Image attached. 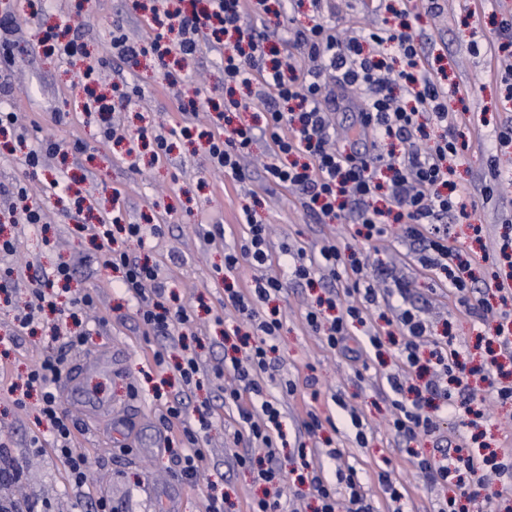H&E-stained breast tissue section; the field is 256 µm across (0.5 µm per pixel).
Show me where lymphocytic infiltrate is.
Segmentation results:
<instances>
[{
	"label": "lymphocytic infiltrate",
	"mask_w": 512,
	"mask_h": 512,
	"mask_svg": "<svg viewBox=\"0 0 512 512\" xmlns=\"http://www.w3.org/2000/svg\"><path fill=\"white\" fill-rule=\"evenodd\" d=\"M307 0H276L283 23L267 31L245 23L242 0H207L206 9L186 10L183 0H151L152 20L157 31L149 44L130 40L121 29H113L111 49L126 63L152 55L159 67L158 76L167 85H176L179 74L170 70L166 58L177 54L183 66L194 61L202 37L227 35L224 43V89L240 85L247 89L243 100L230 101L235 110L260 105V127L226 124L222 134L209 136L208 159L214 171L236 177L251 154L258 137L269 139L264 165L266 182L293 190L302 206L319 221L352 223L357 236L372 240L384 232L389 219L402 221L406 238L416 244L419 263L438 274L452 288L471 313L485 315V303L474 297L469 261L452 239L447 217L468 219V203L454 179L455 166L466 149L448 123V89L441 77L423 65L424 46L409 25L380 27L368 32L348 33L327 22L316 21L305 27L296 24L295 13ZM176 33L174 43L165 36ZM352 112L356 128L367 148L358 153L337 145L339 127L336 115ZM404 146L402 154L391 152L393 143ZM240 221L248 227V237L240 249L224 254V270L234 273L241 264L259 269L248 288L224 291V303L232 307L254 329L251 343L231 363L237 387L226 389L225 404L238 407L242 429L236 440L247 441L251 454L239 457L240 466H254L255 456H263L266 467L258 478L267 486L263 498L252 505V512H282L283 473L275 466L279 451L277 434L281 427L280 404L264 399L265 380L272 367L270 355L281 328L276 315L260 312V305L278 296L284 284L269 275L265 267L271 259L268 227L255 217L250 207H242ZM126 242L118 244L114 234L102 232L99 251L105 268L115 272L112 285L138 302V315L148 331L166 334L175 325L189 323L186 308L167 307L165 288L157 266L142 262L130 252L128 242L142 241V227L124 225ZM320 255L332 280L348 278L347 288L355 294L341 315L325 320L312 309L305 315L313 330L322 332L327 345L350 360H357L353 348V328L364 323L367 310L378 303L376 278L369 274L361 251L341 250L336 243L325 244ZM396 320L407 340L400 356L408 366L420 361L419 349L431 330L419 314L399 307ZM432 358L440 368L425 386L424 394L412 403L400 401L407 384L403 375L388 376L390 390L397 394L392 426L396 435L414 438L416 432L434 433L439 412L465 407L471 401L467 380L477 376L491 383L493 366H474L461 370L456 357L435 346ZM63 362L54 355L44 356L27 377V385L42 393L40 413L53 437V445L69 470L74 484H82L89 467L85 455L72 446V424L61 408L51 383L62 374ZM263 399L260 412L241 407L242 391ZM168 425L178 428L184 445L181 472L196 473V460L205 454L206 440L187 419L180 401L166 408ZM415 466L427 486L445 487L461 482L463 474L492 471L501 479L498 491L502 512H512V460L493 465L463 451L427 456L415 453ZM255 467V466H254ZM309 489L319 501L317 512H373L364 486L356 474L346 475V502H339L336 484L322 467L306 475Z\"/></svg>",
	"instance_id": "1"
}]
</instances>
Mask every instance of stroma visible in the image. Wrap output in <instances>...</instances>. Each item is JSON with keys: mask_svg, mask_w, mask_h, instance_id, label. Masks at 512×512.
Segmentation results:
<instances>
[{"mask_svg": "<svg viewBox=\"0 0 512 512\" xmlns=\"http://www.w3.org/2000/svg\"><path fill=\"white\" fill-rule=\"evenodd\" d=\"M83 9L81 27L70 17ZM14 12L23 38L13 50V62L0 81V111L17 115L15 129L27 146L39 147L45 140L69 142L82 139L85 152L69 153L66 162L48 160L37 175H30L19 151L0 145V237L10 238L12 252H0V268L9 275L0 279V443L21 470L18 482L0 486V502L18 503L25 512H89L98 500H106L111 512H206L210 497L224 502V512H250L262 497L264 486L254 474L235 462L243 446L235 445L238 410L260 408L262 400L243 393L240 406L225 405L224 390L236 386L233 371L224 367V335L240 325L238 314L224 304V252L240 249L246 228L238 222L243 206L254 205L257 217L270 228L273 260L268 273L280 276L284 289L277 301L282 327L276 341V378L297 385L295 395L284 398L279 447L284 470L283 505L286 512H314L313 496L296 499L294 490L304 469L293 450L305 442L307 450L337 448L341 457L324 460L328 475L354 468L364 484L367 500L375 512H387V503L376 482L380 469H387L408 494L404 512H431L435 503L457 495L456 487L428 488L408 454L417 449L425 455L440 449L461 447L481 453L490 445L512 455V403L503 404L494 389L480 383L473 387L472 406L482 413L479 428L462 425L456 415L439 419L436 434L417 433L412 441L397 438L390 427L394 409L388 375L404 366L389 334L391 309L399 297L371 308L366 325L356 328L379 331V349H367L352 363L328 347L321 334L306 324L307 311L329 294L338 306L349 297L344 281L329 284L319 280L294 281L281 265L283 248L304 249L318 257L324 242L361 250L369 271L391 269L409 284L410 301L421 309L434 336H449L461 358L477 361L486 354L485 341L494 336L500 304L512 308V297L502 298L496 285L505 281L512 264L501 255L505 240H512V171L499 182L492 201H483L481 189L486 157L495 148V133L512 124V91L498 76L495 60L505 56L499 37L503 16L512 13V0H446L440 15L410 14L408 22L420 36L432 71L448 83L466 90V104L449 98L448 108L458 114L457 132L468 144L457 168V185L474 200L469 222L449 220L452 237L472 260L474 290L492 308L479 319L467 315L448 289L416 262L402 225L392 224L386 233L367 242L356 236L352 224H316L291 190L265 184L259 165H248L240 177L213 172L205 155V142L196 139L178 144L168 158L154 161L150 148L138 157L127 156L125 145L105 141L98 115L83 112L71 87L78 83L86 60L62 59L45 54L37 44L41 30L54 28L66 38L83 42L87 60L99 62L104 74L98 88L109 91L113 81L126 79L141 89L135 104L122 110L127 128H138L148 119L171 128L181 123L177 100L193 101L200 130L216 132L213 107L224 96V63L211 42H202L193 63L176 89L162 85L156 62L145 56L137 66H116L109 50L113 26H121L132 39L150 41L155 33L150 13L133 9L132 0H0V11ZM64 121H57V113ZM66 184L67 192L53 195L50 179ZM30 187V202L44 207L42 224L19 223L20 208L10 192L12 184ZM120 215L123 223L164 227L163 236L145 234L143 244L130 249L148 257L162 272V282L171 307L190 310L189 323L176 326L171 335H145L137 315V302L113 290L111 270L102 266L94 238L101 219ZM223 225L224 235L207 240L214 225ZM481 233H474V226ZM69 263L73 290L93 292L95 306L81 314L87 332L82 346L73 347L67 334L73 323L47 314L56 322L54 336L31 335L19 326L17 301L28 299L43 273L56 264ZM64 360V379L57 384L65 392L66 378L79 367H91L100 357L112 359V371L102 390L109 405L100 412L65 403L73 421V445L89 461L82 486L69 479L68 469L51 448L50 435L39 422L37 396L18 400L12 386L21 384L27 371L45 352ZM162 352L166 365L157 366L155 352ZM193 353L200 365L199 386L184 385L175 369L184 353ZM183 400L190 422L206 416L207 452L193 478L180 474L174 455L179 446L177 430L162 421L165 404ZM330 418L317 436L305 437L302 423L308 410ZM362 425L354 427L351 418ZM365 431L366 445L356 441Z\"/></svg>", "mask_w": 512, "mask_h": 512, "instance_id": "1", "label": "stroma"}]
</instances>
